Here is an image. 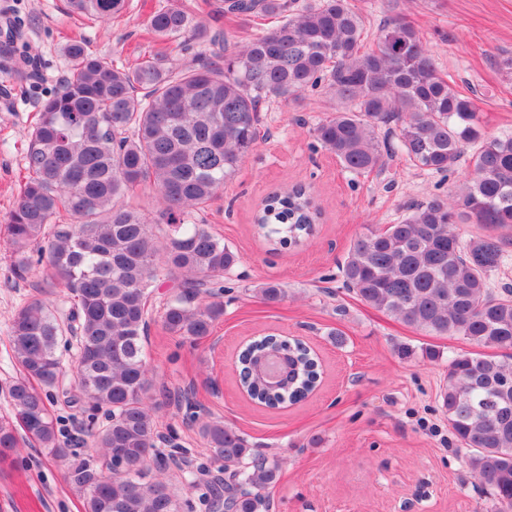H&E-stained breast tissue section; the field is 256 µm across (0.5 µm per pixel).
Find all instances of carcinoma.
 I'll use <instances>...</instances> for the list:
<instances>
[{
    "label": "carcinoma",
    "mask_w": 512,
    "mask_h": 512,
    "mask_svg": "<svg viewBox=\"0 0 512 512\" xmlns=\"http://www.w3.org/2000/svg\"><path fill=\"white\" fill-rule=\"evenodd\" d=\"M70 12L108 23L127 0H67ZM230 19L278 18L244 43L193 22L186 8L160 9L146 25L157 38L203 45L189 66L161 53L135 67L118 65L74 41L69 69L42 104L25 157L26 176L4 225L13 270L33 263L45 287L10 318L8 341L21 375L8 389L12 417L0 421V462L25 441L66 464V481L84 512H270L265 491L279 480L277 460L252 448L222 420L183 407L186 391L162 388L149 365L150 299L158 269L172 291L159 312L164 328L197 339L224 315V275L237 254L205 223L206 211L253 151L264 103H299L320 87L333 111L313 127L317 141L357 176L402 156L431 175L464 157L468 170L444 198L418 203L396 223L359 236L341 266L362 302L433 336H460L485 353L448 362L440 392L448 426L466 462L487 485L494 512H512V287H491L509 259L502 239H466L459 224L512 229V133L489 136L480 109L444 77L419 30L402 17L378 27L373 46L350 0H221ZM17 32L0 41V71L16 64ZM157 193L149 219L139 188ZM319 213L305 187L268 196L255 225L271 245H299ZM38 247L32 251V247ZM74 301L67 316L49 295ZM284 298L276 282L258 289ZM80 346L66 361L72 335ZM68 407L86 415L95 454L63 438L47 407L66 372ZM241 390L280 409L311 392L319 359L297 340L266 334L248 341L239 362ZM185 408L213 451L192 466L187 450L160 447L158 412ZM104 421H99V418ZM189 468L180 496L170 465Z\"/></svg>",
    "instance_id": "1"
}]
</instances>
